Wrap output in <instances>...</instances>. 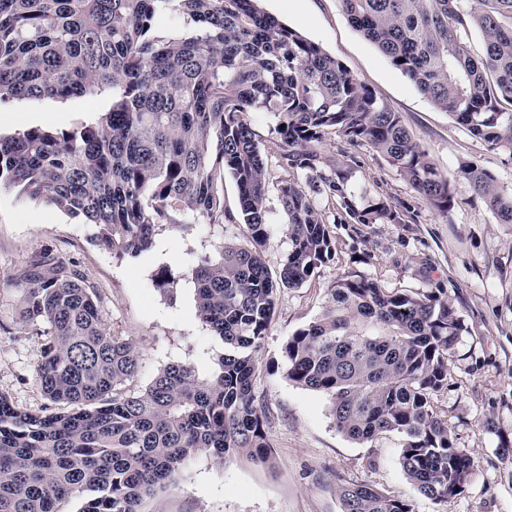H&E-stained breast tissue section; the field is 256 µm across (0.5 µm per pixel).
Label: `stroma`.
<instances>
[{
	"label": "stroma",
	"mask_w": 512,
	"mask_h": 512,
	"mask_svg": "<svg viewBox=\"0 0 512 512\" xmlns=\"http://www.w3.org/2000/svg\"><path fill=\"white\" fill-rule=\"evenodd\" d=\"M261 7L340 61L377 100L397 112L453 195L449 215L437 213L370 145L351 146L328 137L318 150L321 172L336 164L350 168L356 198L385 196L410 205L408 224H357L339 198L319 195L335 253L302 287L282 289L275 314L256 354L253 392L265 411L271 445L268 462L236 456L224 463L207 454L189 459L174 486L141 505L142 512H341L338 479L371 484L409 499L415 512H512V224L498 223L458 175L461 161L474 160L512 191V153L490 148L445 110L433 105L349 23L340 0H260ZM105 97L67 101L18 100L0 107V135L31 128L67 129L107 111ZM267 158V183L289 177L278 161L272 117L248 113ZM226 218L163 232L139 257L116 258L95 246L91 229L53 206L24 205L0 193V393L32 413L48 408L36 380L38 339L19 322L20 271L49 253L75 265L96 288L105 325L115 336L135 341L140 368L130 387L148 388L171 364L192 366L209 377L222 351L196 314L191 283L175 299L161 296L152 275L160 266L184 271L191 254L212 252L224 241L245 244L237 220V188L224 182ZM364 275L399 292L441 291L462 316L467 330L448 357V388L438 406L454 428L457 447L474 460L461 495L438 506L420 495L399 462L400 439L386 434L357 442L335 426L328 397L285 375L288 339L321 313L337 279Z\"/></svg>",
	"instance_id": "obj_1"
}]
</instances>
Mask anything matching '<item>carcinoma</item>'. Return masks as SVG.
<instances>
[{
  "mask_svg": "<svg viewBox=\"0 0 512 512\" xmlns=\"http://www.w3.org/2000/svg\"><path fill=\"white\" fill-rule=\"evenodd\" d=\"M350 24L430 102L471 136L512 151V0H341ZM182 20L171 34L156 19ZM480 33L483 56L465 41ZM110 98L107 111L66 130L0 135V192L83 218L118 258L150 251L166 230L224 223V180L237 187L248 247L222 243L154 287L173 297L192 283L199 320L223 345L217 369L164 368L142 393L135 342L105 327L100 298L63 262L37 260L15 280L21 324L42 338L37 381L54 411L35 414L0 394V512H140L144 496L175 484L205 453L221 463L269 459L255 399V354L283 288H300L330 260L316 195L342 199L357 224H407L410 207L379 196L357 207L349 171L318 173L317 146L334 134L372 145L446 216L448 179L371 90L335 57L264 12L259 0H0V105L13 100ZM267 112L293 177L277 192L288 251L272 271L266 157L246 115ZM459 176L512 224V192L473 161ZM466 325L442 293L390 292L341 278L321 314L285 345L288 380L330 396L338 431L358 442L394 433L410 483L437 505L465 491L471 454L455 445L434 397L448 386V354ZM342 512H414L375 486L337 483Z\"/></svg>",
  "mask_w": 512,
  "mask_h": 512,
  "instance_id": "1",
  "label": "carcinoma"
}]
</instances>
